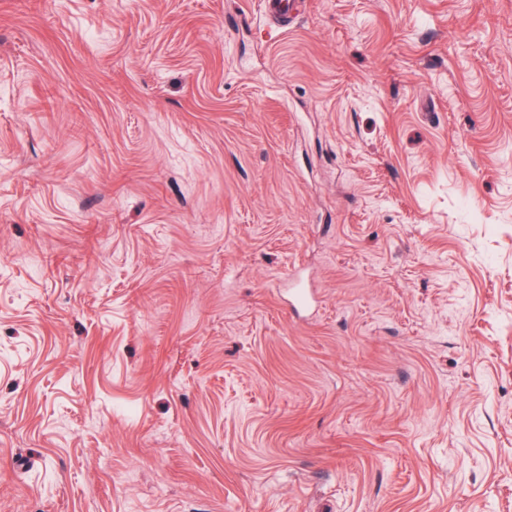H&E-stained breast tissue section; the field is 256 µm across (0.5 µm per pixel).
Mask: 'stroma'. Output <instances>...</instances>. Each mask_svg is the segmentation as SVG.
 <instances>
[{
    "mask_svg": "<svg viewBox=\"0 0 512 512\" xmlns=\"http://www.w3.org/2000/svg\"><path fill=\"white\" fill-rule=\"evenodd\" d=\"M270 25L0 0V512H512V0Z\"/></svg>",
    "mask_w": 512,
    "mask_h": 512,
    "instance_id": "stroma-1",
    "label": "stroma"
}]
</instances>
